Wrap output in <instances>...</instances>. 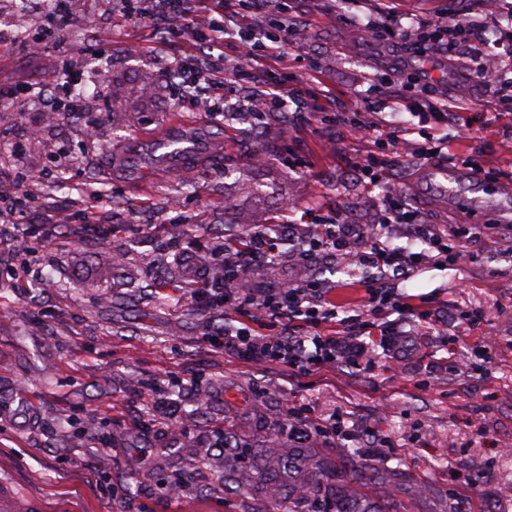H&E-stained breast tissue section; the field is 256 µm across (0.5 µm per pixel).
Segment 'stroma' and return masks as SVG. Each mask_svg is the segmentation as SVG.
Wrapping results in <instances>:
<instances>
[{"mask_svg": "<svg viewBox=\"0 0 512 512\" xmlns=\"http://www.w3.org/2000/svg\"><path fill=\"white\" fill-rule=\"evenodd\" d=\"M394 4L407 15L435 11L486 26L503 7L502 0ZM300 13L309 30L272 65L294 98L258 114L243 94L206 91L222 101L217 112L202 111L192 94L173 100L157 70L191 54V43H164L159 20L129 27L112 0H81L61 46L40 58L0 45L5 82L42 83L83 57L94 36L109 52L88 62L82 116L45 121L34 101L21 115L0 112V185H15L30 169L43 173L30 213L10 229L14 243H0V505L7 512H244L248 505L280 512L287 489L257 497L248 478L260 465L287 464L292 410L305 420L343 419L345 434L312 439L323 455L341 461L352 447L399 466L396 497L405 512H430L442 501L456 512H512V250L467 235L473 224L512 222V112L477 77L486 46L476 38L461 53L420 62L388 40L358 39L352 14L332 0H302ZM136 43L145 53H132ZM421 67L437 98L465 109L443 128L460 169L444 197L422 174L419 135L392 152L356 132L362 123L409 125L411 116L389 103L400 91H419ZM38 119L41 138L26 139ZM177 133L196 150L173 175L156 166L154 152ZM369 156L389 162L374 182L353 168ZM99 182L106 192L91 197ZM395 194L474 254L464 265L430 261L412 278H389L429 315L395 364L377 344L365 369L339 364L298 379L276 365L234 359L210 335L245 323L275 336L284 319L247 306L227 315L197 310L180 270L168 267L191 244L173 229L183 216L199 222L204 249L277 223L288 202L295 224H376ZM92 205L118 233H73ZM45 213L70 222L28 252L20 241ZM281 251L241 287L323 281L340 308L321 334L368 340L374 317L363 297L376 269L343 255L306 261L288 244ZM156 280L162 292L153 291ZM472 314L479 323H469ZM487 337L498 345L485 358L477 348ZM159 397L170 398L169 408L154 409ZM178 416L193 419L190 437H174ZM219 429L231 446L215 447ZM87 431L102 446L82 444ZM228 459L237 460L239 475L229 488ZM179 474L187 481L170 493ZM111 483L125 495L108 497Z\"/></svg>", "mask_w": 512, "mask_h": 512, "instance_id": "1", "label": "stroma"}]
</instances>
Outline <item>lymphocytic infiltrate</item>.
Returning <instances> with one entry per match:
<instances>
[{"instance_id":"1","label":"lymphocytic infiltrate","mask_w":512,"mask_h":512,"mask_svg":"<svg viewBox=\"0 0 512 512\" xmlns=\"http://www.w3.org/2000/svg\"><path fill=\"white\" fill-rule=\"evenodd\" d=\"M132 22L163 18L164 41L178 43L193 41L198 54L192 55L184 67V77L209 88L223 89L227 79L222 52L227 44H234L238 56L250 69L251 80L267 86L266 94L255 97L254 109L261 112L270 104L286 105L287 93L282 86L272 84L267 67L277 53L294 42L307 23L298 19L286 23L282 17V0H119ZM344 7L360 19L359 30L370 37H385L403 49L418 54L446 51L454 53L452 37L464 34L466 23L440 14H424L417 21L403 24L402 17L391 8L380 9L379 20L368 19L366 10L370 0H341ZM268 17L266 28L257 32H241L238 18L242 13ZM82 71L72 63L54 72L42 87L28 83L0 84V112L23 109L30 97H38L43 111L56 113L58 108L77 114L83 110ZM400 226L406 243L393 245L385 230ZM425 244L423 250L413 248L414 241ZM289 242L309 258L324 252H343L357 245V260L377 269L378 279L367 288L366 305L371 313L396 314L400 323L382 324V347L399 355L407 336L404 324L412 322L419 310L407 302L403 294L385 285L382 276L393 271L411 278L426 260L429 250L458 263L468 256L462 248L449 245L430 225L421 222L417 212L406 210L399 199L388 198L383 220L375 227L360 224H291L280 222L264 224L251 229L244 248L228 245L215 247L208 253H184L181 264L189 281L195 282L201 266H214L224 273L221 289H192L190 298L198 309L232 310L242 305L279 317L294 318L313 327L310 336L283 331L282 335L268 339L249 326L224 330L225 352L242 361H263L285 366L289 375H317L335 366L337 360L347 365L358 364L367 350L363 345L348 343L337 336L318 334V327L336 316V306L319 287L295 281L280 288L252 293L238 290L237 281L252 268L268 265L280 256L281 242Z\"/></svg>"}]
</instances>
